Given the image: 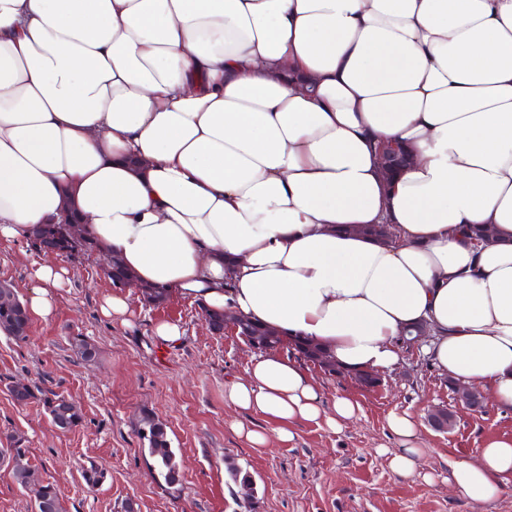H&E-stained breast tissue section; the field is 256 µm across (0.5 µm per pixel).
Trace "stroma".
Returning <instances> with one entry per match:
<instances>
[{
    "label": "stroma",
    "instance_id": "35a3bbf8",
    "mask_svg": "<svg viewBox=\"0 0 512 512\" xmlns=\"http://www.w3.org/2000/svg\"><path fill=\"white\" fill-rule=\"evenodd\" d=\"M37 255L26 242L0 244V281L26 295L29 267ZM101 252L69 257V282L59 292L48 319H32L29 337L0 335V448L9 437L24 440L28 463L41 481L57 485L63 512H512V482L496 499L470 502L447 482L448 461L476 459L494 439L512 438V411L485 398L481 411L459 410L453 430L427 424L434 405H453L448 378L423 351H405L378 388L339 378L310 366L326 396L345 391L361 403L357 419L339 434L314 422L295 428L292 443L248 447L232 431L224 406V383L242 374L252 351L226 332L213 333L198 302L169 295L145 305L140 289H129L131 326L104 318L99 307L114 286ZM177 323L183 336L167 348L156 342L155 323ZM93 344L95 363L83 362L74 338ZM28 384L33 400L20 404L9 391ZM52 391L81 410L80 424L55 429L37 395ZM410 412L421 421V439L433 480L399 477L378 447H395L386 419ZM168 430L179 465V482L167 485L150 469L146 443L138 434L143 415ZM247 471L252 489L234 484L227 467ZM104 477L89 487L86 472Z\"/></svg>",
    "mask_w": 512,
    "mask_h": 512
}]
</instances>
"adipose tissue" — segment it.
<instances>
[{
    "mask_svg": "<svg viewBox=\"0 0 512 512\" xmlns=\"http://www.w3.org/2000/svg\"><path fill=\"white\" fill-rule=\"evenodd\" d=\"M389 141L407 149L391 181ZM67 209L133 286L345 371L391 370L428 323L433 365L512 410V0H0V243ZM67 274L33 262L31 317ZM224 404L255 448L361 411L273 354L226 380ZM387 426L390 470L421 472L415 418ZM511 477L512 438L448 461L475 503Z\"/></svg>",
    "mask_w": 512,
    "mask_h": 512,
    "instance_id": "obj_1",
    "label": "adipose tissue"
}]
</instances>
